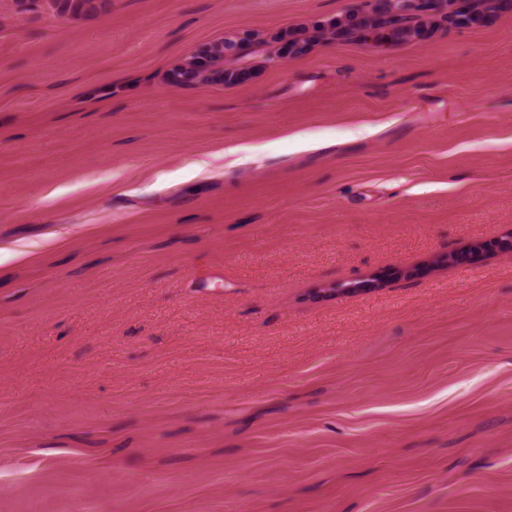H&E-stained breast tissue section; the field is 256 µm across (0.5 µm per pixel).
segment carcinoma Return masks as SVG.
I'll return each instance as SVG.
<instances>
[{"label":"carcinoma","instance_id":"obj_1","mask_svg":"<svg viewBox=\"0 0 512 512\" xmlns=\"http://www.w3.org/2000/svg\"><path fill=\"white\" fill-rule=\"evenodd\" d=\"M53 3L62 14L85 15L97 9L96 0ZM508 11L505 0H435L424 8L406 0H370L310 27H287L266 34L248 32L238 39L218 41L211 46L212 66H197V55L193 54L169 71L167 80L177 86V78L187 76L190 85L235 86L252 79L254 70L238 65V59L228 60L227 56L234 52L239 59L261 55L270 62L285 51L296 58L327 42L404 46L424 41L442 28L487 26Z\"/></svg>","mask_w":512,"mask_h":512}]
</instances>
